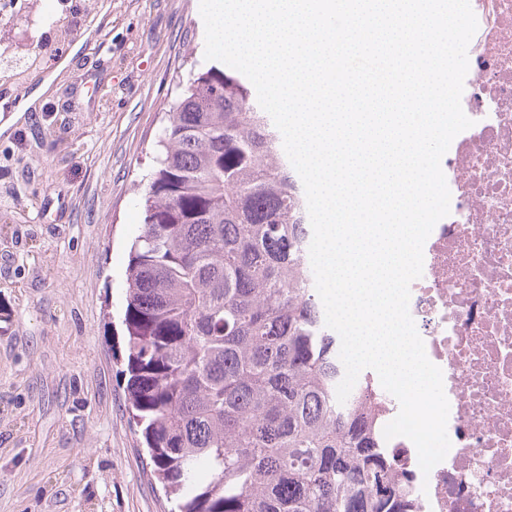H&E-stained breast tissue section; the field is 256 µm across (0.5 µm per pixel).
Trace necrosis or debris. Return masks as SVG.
Returning a JSON list of instances; mask_svg holds the SVG:
<instances>
[{
  "mask_svg": "<svg viewBox=\"0 0 512 512\" xmlns=\"http://www.w3.org/2000/svg\"><path fill=\"white\" fill-rule=\"evenodd\" d=\"M461 105L473 125L441 160L450 213L423 248L409 312L443 373L451 448L423 474L413 512H512V0H473Z\"/></svg>",
  "mask_w": 512,
  "mask_h": 512,
  "instance_id": "necrosis-or-debris-1",
  "label": "necrosis or debris"
}]
</instances>
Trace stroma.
<instances>
[{
    "label": "stroma",
    "mask_w": 512,
    "mask_h": 512,
    "mask_svg": "<svg viewBox=\"0 0 512 512\" xmlns=\"http://www.w3.org/2000/svg\"><path fill=\"white\" fill-rule=\"evenodd\" d=\"M0 17V512H168L129 418L122 316L136 194L200 0H30ZM49 91L33 92L43 79Z\"/></svg>",
    "instance_id": "obj_1"
}]
</instances>
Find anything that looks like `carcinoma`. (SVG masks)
<instances>
[{
  "label": "carcinoma",
  "mask_w": 512,
  "mask_h": 512,
  "mask_svg": "<svg viewBox=\"0 0 512 512\" xmlns=\"http://www.w3.org/2000/svg\"><path fill=\"white\" fill-rule=\"evenodd\" d=\"M140 188L128 403L174 512H406L408 475L315 316L305 193L247 78L190 57Z\"/></svg>",
  "instance_id": "carcinoma-1"
}]
</instances>
